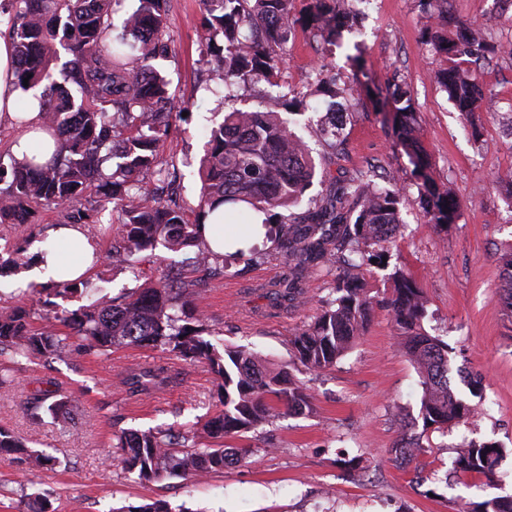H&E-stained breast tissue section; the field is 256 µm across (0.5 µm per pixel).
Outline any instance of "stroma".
<instances>
[{
    "instance_id": "35a3bbf8",
    "label": "stroma",
    "mask_w": 512,
    "mask_h": 512,
    "mask_svg": "<svg viewBox=\"0 0 512 512\" xmlns=\"http://www.w3.org/2000/svg\"><path fill=\"white\" fill-rule=\"evenodd\" d=\"M491 2L450 0L449 8L486 41L512 42V0H501L497 10ZM309 3L293 2L297 24L284 47L278 82L282 96L303 103L293 129L315 159L323 157L314 133L325 113V98L315 87L320 67L343 78L357 76L366 99L365 109L346 124L345 154L326 163L325 175L315 177L309 193L325 192L334 178L370 164L382 176L396 177L405 224L390 249L389 266L351 270L336 261L331 272L314 275L306 299L290 308L269 289L286 271L280 260L247 264L232 259L223 276L201 285L194 304L205 316L215 346H242L268 363L290 365L311 398V409L281 414L257 431L226 439V446L245 453L224 472L141 484L124 472L115 454L116 432L214 414L218 385L209 368L152 347L117 348L105 358L90 354L47 367L28 364L14 387L0 389V428L59 462L35 479L23 461L0 462V512H27L33 499L45 512H117L154 500L189 512H455L465 500L512 495V314L500 296L505 259L512 254V200L495 183L498 173L512 168V135L507 132L512 126V58L494 57L479 70L480 83L497 105L467 118L433 80V70L444 61L425 52L423 34L432 21L419 0H354L359 26L338 47L315 38L304 24ZM203 16L201 0H171L168 55L161 62L172 90L187 106L164 156L175 165L179 201L191 224L203 220L198 161L209 130L235 108L284 109L282 96L272 98L263 80L239 89L234 98L205 90L211 55L198 39ZM354 53L361 56L357 71L346 61ZM394 76L414 92L417 137L430 182L451 188L460 204L447 228L428 223L419 203L421 181L399 143L394 114L375 97L377 88ZM60 221L56 211L42 210L28 228L0 224V244H21L28 258H38L51 243L50 228ZM84 231L106 255L87 274L95 297L116 296L158 279L185 259L159 248L140 254L134 267L116 266L107 258L111 240L99 225H85ZM395 266L422 290L428 310L424 327L448 344L452 379H483L480 396H470L467 387L459 389L474 410L471 420L428 431L425 449L402 465L391 461L389 451L402 425L418 419L423 390L386 305ZM347 272L375 298L367 330L331 369L305 370L289 340L311 324L331 299L335 277ZM29 286L26 274L1 275L0 304L25 306L39 328L47 322V310ZM154 364L179 374L180 385L143 401L129 400L121 378ZM50 382L76 399L74 425L65 428L48 414L27 411L30 394ZM472 441L507 449L492 478L454 471L459 448Z\"/></svg>"
}]
</instances>
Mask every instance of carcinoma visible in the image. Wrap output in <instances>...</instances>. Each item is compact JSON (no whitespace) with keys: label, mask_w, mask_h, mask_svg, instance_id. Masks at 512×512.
Here are the masks:
<instances>
[{"label":"carcinoma","mask_w":512,"mask_h":512,"mask_svg":"<svg viewBox=\"0 0 512 512\" xmlns=\"http://www.w3.org/2000/svg\"><path fill=\"white\" fill-rule=\"evenodd\" d=\"M121 27L112 23L113 0H11L8 36L17 63L19 85L43 87L39 99L40 126L53 134L60 149L52 160L38 164L10 158L0 162V224H31L37 209L57 210L65 224H98L108 211L118 223L105 229L112 236V255L132 257L162 246L194 255L186 264L211 278L224 275V258L253 261V248L218 255L206 246L201 224L185 221L173 183L162 162L164 146L182 101L169 89L155 65L168 50L170 0H137ZM347 0H311L308 24L315 36L333 43L357 16L344 7ZM438 22L427 31L429 51L442 56L446 67L434 73L440 90L463 114L481 112L494 99L480 86L477 68L486 61L481 32L456 23L449 0H420ZM204 42L213 53L212 79L224 87V97L257 77L279 86L283 45L296 22L292 0H202ZM389 101L415 146L416 107L400 83L386 86ZM328 110L346 114L363 104L357 77L330 90ZM320 134L331 153L343 150L342 126L322 123ZM317 165L305 142L274 111L234 109L212 128L200 159V207L230 205L226 224H251L252 215H266L263 225L276 223L270 242L277 257L288 263V276L274 283V294L288 304L304 295L303 282L336 262L347 251V264L360 268L387 256L404 224L399 192L381 188L374 168L357 169L336 181L332 189L307 202L304 210L279 216L277 210L296 207L316 175ZM151 174L159 186L145 192L140 178ZM457 207L451 190L434 194L426 214L444 225ZM28 260L23 250H0V273L20 272ZM387 305L400 331L405 353L422 377L420 415L423 430H402L391 452L411 461L423 449L428 430L469 419L470 409L458 397L448 377V345L423 326L426 300L401 268L390 275ZM202 279L170 271L125 295L100 298L62 316L54 326L33 327L22 307L0 312V387L16 380L22 363L43 366L68 355L106 356L120 346L153 347L179 358L206 363L219 377L217 410L198 431L196 424H176L147 431L125 430L115 448L125 472L142 483L173 477L198 479L222 472L246 449L226 448L224 439L256 431L280 415L275 398L289 413L310 408V397L289 367L267 368L252 352L226 346L219 351L202 336L204 317L192 305ZM88 281L65 280L41 289L46 307L74 297ZM336 297L308 327L290 338L297 360L319 372L333 366L359 339L368 324L374 297L348 275L336 279ZM179 376L165 366L132 371L124 380L129 397L141 400L177 383ZM76 400L57 390L34 395L28 410L61 423L70 420ZM212 440L200 442L201 433ZM503 448L471 443L457 454L454 469L489 477ZM0 454L24 460L33 471L50 469L55 459L29 449L27 443L0 429ZM127 512L178 511L156 500L131 506ZM457 512H512V498L478 504L461 502Z\"/></svg>","instance_id":"1"}]
</instances>
